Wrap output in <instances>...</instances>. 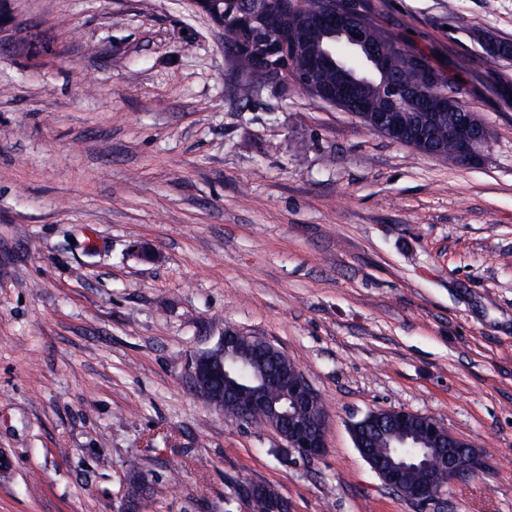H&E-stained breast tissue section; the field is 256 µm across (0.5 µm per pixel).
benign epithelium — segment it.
<instances>
[{"instance_id":"benign-epithelium-1","label":"benign epithelium","mask_w":512,"mask_h":512,"mask_svg":"<svg viewBox=\"0 0 512 512\" xmlns=\"http://www.w3.org/2000/svg\"><path fill=\"white\" fill-rule=\"evenodd\" d=\"M195 7L217 27L224 30L226 39H237L235 32L224 26L220 14L212 9L213 0H193ZM358 11L327 10L318 14V22L329 30H340L347 44L355 48L365 41L361 26L356 23ZM280 18L264 13L262 37L273 40L280 37ZM351 83L328 85L321 89L320 100L334 106L340 96L355 93ZM447 106L432 105L418 113L412 122L404 114L388 108L379 119V134L395 142H409L416 149L433 157L441 156L430 146L428 131L431 125L448 121V141L453 143L456 155L468 161L486 147L483 136L463 116L445 117ZM280 350L257 336H248L233 327L224 328V336L208 350L197 353L191 363L190 384L198 392L214 380H224V393H216L209 407L224 412V402L235 404L233 419L249 424L262 417L285 442L290 452L313 461L328 448L329 416L321 394L307 376L296 366H284L278 375L268 374L243 398L237 394L234 376L242 371L251 372L258 362L275 360ZM415 420L417 432L400 433L392 438L393 454L382 460L368 448L354 442L360 455L376 472L385 487L415 505L431 504L442 494V482L465 479L478 474L485 463L480 453L466 439L443 427L434 417L405 409H376L365 415L371 421L393 426H404L406 418Z\"/></svg>"}]
</instances>
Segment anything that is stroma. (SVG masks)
<instances>
[{
  "label": "stroma",
  "mask_w": 512,
  "mask_h": 512,
  "mask_svg": "<svg viewBox=\"0 0 512 512\" xmlns=\"http://www.w3.org/2000/svg\"><path fill=\"white\" fill-rule=\"evenodd\" d=\"M449 77L490 131L459 164L297 88L236 90L191 0H0V512H417L353 444L380 407L487 458L427 512H512V0H350ZM51 51L29 58L16 38ZM147 248L153 258L139 260ZM264 338L329 409L307 462L198 400L193 357ZM477 42L483 52L491 58L492 62L512 61V42L510 40H501L488 34H476ZM502 48L505 49L502 52ZM258 484L260 483L249 481L244 487L247 489V492L245 489L242 491L241 500L247 503L252 508L253 512H280L276 511L277 508H280L277 492L270 486V489L265 488L264 491L258 492L255 497L252 498V492L258 491ZM251 501L252 504L250 505Z\"/></svg>",
  "instance_id": "35a3bbf8"
}]
</instances>
